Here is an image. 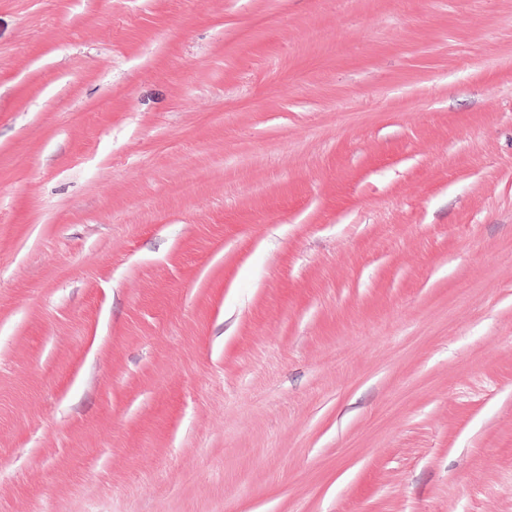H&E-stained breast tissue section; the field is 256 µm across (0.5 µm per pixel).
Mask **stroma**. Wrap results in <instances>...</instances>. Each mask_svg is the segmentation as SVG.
<instances>
[{"instance_id": "1", "label": "stroma", "mask_w": 512, "mask_h": 512, "mask_svg": "<svg viewBox=\"0 0 512 512\" xmlns=\"http://www.w3.org/2000/svg\"><path fill=\"white\" fill-rule=\"evenodd\" d=\"M0 512H512V0H0Z\"/></svg>"}]
</instances>
